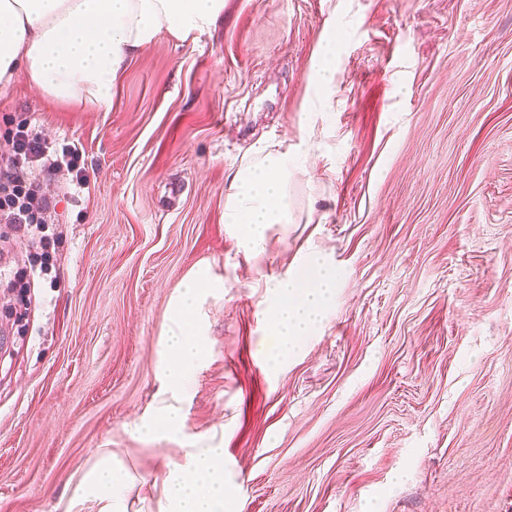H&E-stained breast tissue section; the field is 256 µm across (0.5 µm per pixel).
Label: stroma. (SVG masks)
Instances as JSON below:
<instances>
[{
  "mask_svg": "<svg viewBox=\"0 0 512 512\" xmlns=\"http://www.w3.org/2000/svg\"><path fill=\"white\" fill-rule=\"evenodd\" d=\"M111 94L104 111L0 91V140L36 118L90 175L41 174L57 206L28 236L0 222V512H55L106 448L136 478L126 512H162L187 447L137 426L170 400L164 332L205 264L224 295L181 406L224 450L230 505L512 512V0H225L212 34L161 38ZM260 148L306 163L257 262L224 189ZM312 250L335 293L276 372L265 281ZM335 53V39L322 43L316 52L317 62L310 75V82L316 89L322 106L329 100L336 87V67L333 62Z\"/></svg>",
  "mask_w": 512,
  "mask_h": 512,
  "instance_id": "1",
  "label": "stroma"
}]
</instances>
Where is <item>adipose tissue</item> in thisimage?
Here are the masks:
<instances>
[{
  "instance_id": "1",
  "label": "adipose tissue",
  "mask_w": 512,
  "mask_h": 512,
  "mask_svg": "<svg viewBox=\"0 0 512 512\" xmlns=\"http://www.w3.org/2000/svg\"><path fill=\"white\" fill-rule=\"evenodd\" d=\"M224 0H0V90L25 79L52 99L106 107L126 63L160 37L186 42L209 33ZM303 159L285 152L245 159L224 191V222L246 254L261 258L273 225L293 221L288 186ZM208 271L180 289L166 330L163 374L168 389L186 394L205 349L199 317L209 288ZM263 310L270 343L264 353L282 369L302 340L321 325L336 288V270L325 255L294 258L266 281ZM187 417L166 405L137 427L150 441L183 437ZM130 476L104 450L78 478L71 496L59 497L56 512H124ZM165 512H224V450L214 446L185 454L163 479Z\"/></svg>"
}]
</instances>
